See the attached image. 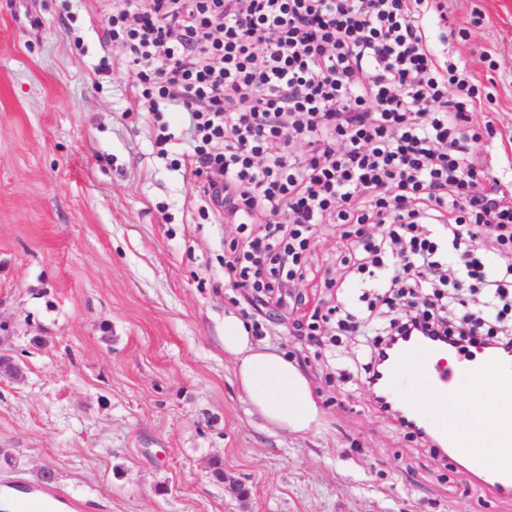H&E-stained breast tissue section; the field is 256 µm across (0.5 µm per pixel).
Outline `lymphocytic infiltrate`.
Here are the masks:
<instances>
[{"label": "lymphocytic infiltrate", "mask_w": 512, "mask_h": 512, "mask_svg": "<svg viewBox=\"0 0 512 512\" xmlns=\"http://www.w3.org/2000/svg\"><path fill=\"white\" fill-rule=\"evenodd\" d=\"M104 40L137 67L139 104L183 115L212 209L234 225L224 276L299 309L294 286L365 281V307H314L321 327L372 337L423 329L463 353L512 356V198L474 145L482 95L432 42L444 0H122ZM482 190H474L475 178ZM340 229V278L308 264L316 226ZM483 235L500 246L471 249ZM486 296L459 322L441 307Z\"/></svg>", "instance_id": "lymphocytic-infiltrate-1"}]
</instances>
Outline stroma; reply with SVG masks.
Masks as SVG:
<instances>
[{"label":"stroma","instance_id":"obj_1","mask_svg":"<svg viewBox=\"0 0 512 512\" xmlns=\"http://www.w3.org/2000/svg\"><path fill=\"white\" fill-rule=\"evenodd\" d=\"M112 5L0 0V348L22 369L0 382V480L53 468L85 512H512L466 458L375 409L365 338L314 345L298 313L254 312L228 284L233 227L177 115L141 111L136 68L103 45ZM447 26L469 31L443 49L490 92L512 179V0H448ZM230 312L310 379L321 433L251 410L224 355Z\"/></svg>","mask_w":512,"mask_h":512}]
</instances>
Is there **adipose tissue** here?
<instances>
[{
    "instance_id": "ef3b65f1",
    "label": "adipose tissue",
    "mask_w": 512,
    "mask_h": 512,
    "mask_svg": "<svg viewBox=\"0 0 512 512\" xmlns=\"http://www.w3.org/2000/svg\"><path fill=\"white\" fill-rule=\"evenodd\" d=\"M224 351L233 359V374L248 404L268 425L298 435L320 431L322 411L307 376L288 358L256 342L243 320L231 313L224 317ZM425 359L418 349L403 358L404 374L413 380L408 401L432 416L445 411L449 429L463 435L468 448L484 461L499 462L506 453L499 443L501 424L512 417V406L502 402L495 379L484 376L477 388L443 400L415 378Z\"/></svg>"
}]
</instances>
